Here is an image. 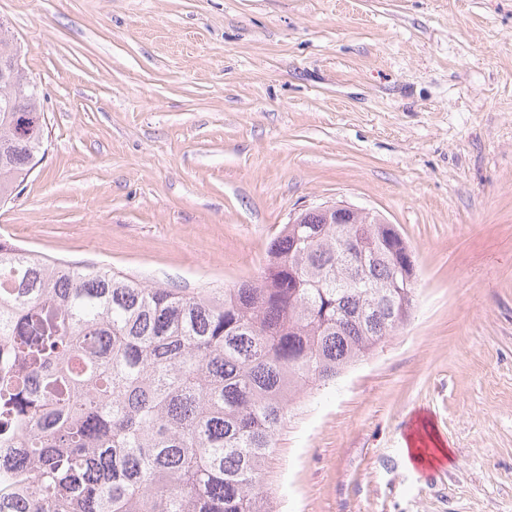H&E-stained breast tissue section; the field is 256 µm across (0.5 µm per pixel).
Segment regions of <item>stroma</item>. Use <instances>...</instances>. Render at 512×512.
Wrapping results in <instances>:
<instances>
[{
  "label": "stroma",
  "mask_w": 512,
  "mask_h": 512,
  "mask_svg": "<svg viewBox=\"0 0 512 512\" xmlns=\"http://www.w3.org/2000/svg\"><path fill=\"white\" fill-rule=\"evenodd\" d=\"M47 114L0 238L187 292L378 212L408 322L297 402L280 512H512V0H0ZM442 462L417 464L413 431Z\"/></svg>",
  "instance_id": "1"
}]
</instances>
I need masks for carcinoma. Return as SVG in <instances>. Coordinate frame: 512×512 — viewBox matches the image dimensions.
I'll return each mask as SVG.
<instances>
[{
    "instance_id": "1",
    "label": "carcinoma",
    "mask_w": 512,
    "mask_h": 512,
    "mask_svg": "<svg viewBox=\"0 0 512 512\" xmlns=\"http://www.w3.org/2000/svg\"><path fill=\"white\" fill-rule=\"evenodd\" d=\"M0 25V56L19 58ZM37 84L0 80V204L45 154ZM261 275L186 293L0 241V512H279L265 474L297 395L399 330L410 248L306 210Z\"/></svg>"
}]
</instances>
